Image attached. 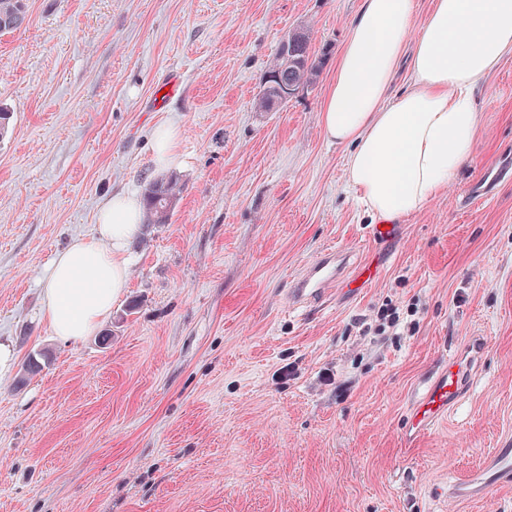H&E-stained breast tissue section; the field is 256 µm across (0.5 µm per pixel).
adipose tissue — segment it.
<instances>
[{
	"instance_id": "1",
	"label": "adipose tissue",
	"mask_w": 512,
	"mask_h": 512,
	"mask_svg": "<svg viewBox=\"0 0 512 512\" xmlns=\"http://www.w3.org/2000/svg\"><path fill=\"white\" fill-rule=\"evenodd\" d=\"M415 8L416 0H362L320 115L325 139L347 146L346 183L375 224L403 222L454 181L470 159L476 93L512 52V0H434L417 35ZM404 64L408 87L397 93ZM143 219L136 194H112L94 233L56 253L40 316L58 339L80 341L110 316Z\"/></svg>"
}]
</instances>
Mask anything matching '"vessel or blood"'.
I'll list each match as a JSON object with an SVG mask.
<instances>
[{"mask_svg": "<svg viewBox=\"0 0 512 512\" xmlns=\"http://www.w3.org/2000/svg\"><path fill=\"white\" fill-rule=\"evenodd\" d=\"M508 175H512V163L501 165L494 177L472 183L467 190L468 197L473 200L486 198L496 179ZM366 271V266L352 265L350 254L344 249L325 248L291 279L288 300L298 307L323 302L342 289L364 283ZM484 352L481 340H471L447 365L439 367L430 376L406 417V435H420L451 414L462 400L468 377L480 366ZM491 456L495 471L485 480V490L512 485V448L493 449Z\"/></svg>", "mask_w": 512, "mask_h": 512, "instance_id": "obj_1", "label": "vessel or blood"}]
</instances>
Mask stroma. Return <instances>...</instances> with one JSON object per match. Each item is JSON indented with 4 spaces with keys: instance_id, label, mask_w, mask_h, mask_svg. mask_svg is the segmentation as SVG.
I'll return each instance as SVG.
<instances>
[{
    "instance_id": "obj_1",
    "label": "stroma",
    "mask_w": 512,
    "mask_h": 512,
    "mask_svg": "<svg viewBox=\"0 0 512 512\" xmlns=\"http://www.w3.org/2000/svg\"><path fill=\"white\" fill-rule=\"evenodd\" d=\"M0 33V512H512V487L451 485L512 447V182L464 202L512 154V53L477 94L470 161L447 191L369 239L320 110L360 0H26ZM307 31L322 67L257 108L281 40ZM180 89L153 100L171 76ZM170 223L132 245L129 286L77 343L38 314L55 253L91 235L112 193L164 178ZM338 245L379 266L351 298L297 309L288 281ZM414 335H376L382 305ZM470 393L418 438L404 421L468 337ZM45 355L28 377V355ZM177 134L171 127H161L156 132L153 152L155 163L167 167L178 163Z\"/></svg>"
}]
</instances>
